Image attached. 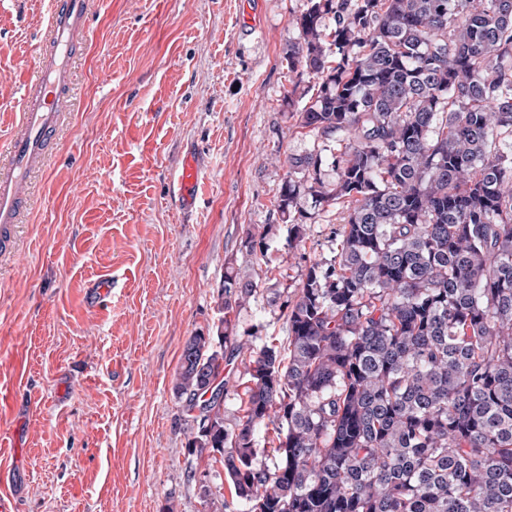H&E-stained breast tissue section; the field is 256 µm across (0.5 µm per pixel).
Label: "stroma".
Instances as JSON below:
<instances>
[{
  "mask_svg": "<svg viewBox=\"0 0 512 512\" xmlns=\"http://www.w3.org/2000/svg\"><path fill=\"white\" fill-rule=\"evenodd\" d=\"M70 102L0 250V435L14 449L18 512H213L224 469L191 453L173 386L188 338L216 331L224 270L258 290L237 333L285 341L284 304L312 262L334 259L343 209L314 210L288 247L278 209L287 159L330 157L336 138L299 128L289 70L307 0H94ZM49 0H0V161L31 89ZM192 209L173 182L186 153ZM265 234L266 256L241 247ZM112 296L89 309L103 275ZM249 362L224 363L234 426Z\"/></svg>",
  "mask_w": 512,
  "mask_h": 512,
  "instance_id": "obj_1",
  "label": "stroma"
}]
</instances>
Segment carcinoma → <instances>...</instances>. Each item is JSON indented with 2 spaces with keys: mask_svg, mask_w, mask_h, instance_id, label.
Returning <instances> with one entry per match:
<instances>
[{
  "mask_svg": "<svg viewBox=\"0 0 512 512\" xmlns=\"http://www.w3.org/2000/svg\"><path fill=\"white\" fill-rule=\"evenodd\" d=\"M295 27L297 123L341 148L332 182L320 153L288 157L278 208L293 248L302 200L343 204L337 253L286 301L283 347L237 334L257 285L224 271L216 335L189 337L174 384L188 447L242 512H512V0H308ZM248 359L242 357L224 360V422L233 427L242 416L241 399L245 398V386L248 385Z\"/></svg>",
  "mask_w": 512,
  "mask_h": 512,
  "instance_id": "cac0c4a2",
  "label": "carcinoma"
}]
</instances>
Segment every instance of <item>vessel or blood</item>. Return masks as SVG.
Here are the masks:
<instances>
[{"instance_id": "vessel-or-blood-1", "label": "vessel or blood", "mask_w": 512, "mask_h": 512, "mask_svg": "<svg viewBox=\"0 0 512 512\" xmlns=\"http://www.w3.org/2000/svg\"><path fill=\"white\" fill-rule=\"evenodd\" d=\"M91 0H52L43 49L37 58L35 85L25 100L19 129L9 143L8 166L0 173V239L8 240L26 203L25 186L43 162L69 98V74L75 48L85 30ZM195 157L186 156L178 183L183 200L200 179Z\"/></svg>"}]
</instances>
